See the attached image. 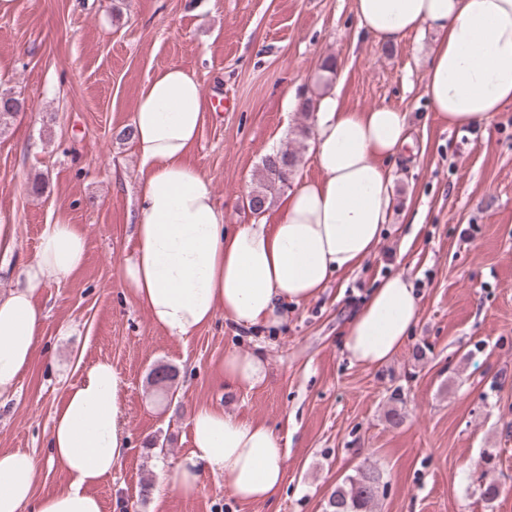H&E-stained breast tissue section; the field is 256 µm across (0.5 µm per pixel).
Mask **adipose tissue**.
I'll use <instances>...</instances> for the list:
<instances>
[{
	"instance_id": "adipose-tissue-1",
	"label": "adipose tissue",
	"mask_w": 512,
	"mask_h": 512,
	"mask_svg": "<svg viewBox=\"0 0 512 512\" xmlns=\"http://www.w3.org/2000/svg\"><path fill=\"white\" fill-rule=\"evenodd\" d=\"M354 12L381 45L426 26L435 30L425 94L446 128L489 124L512 104V0H354ZM206 116L198 80L169 66L142 87L132 119L141 179L135 247L121 284L152 324L177 340L220 316L244 330L278 321L282 303L314 298L332 276L358 268L376 252L390 220L389 162L412 142L406 113L385 105L351 110L327 92L312 115L319 177L297 180L272 220L231 226L205 176L188 161ZM85 258L78 225H45L34 258L0 292V406L15 398L42 342V289L78 271ZM419 313L409 279L400 272L386 277L344 331L349 361L388 362ZM219 374L227 387L251 388L264 379L265 363L233 350ZM123 387L111 362L85 365L54 411L46 458L0 449V512H103L94 488L131 449L119 407ZM188 424L190 447L176 469L159 473L158 492L189 497L212 475L243 502L277 495L288 455L272 428L220 404L192 408ZM43 468L66 471L68 487L35 496Z\"/></svg>"
}]
</instances>
